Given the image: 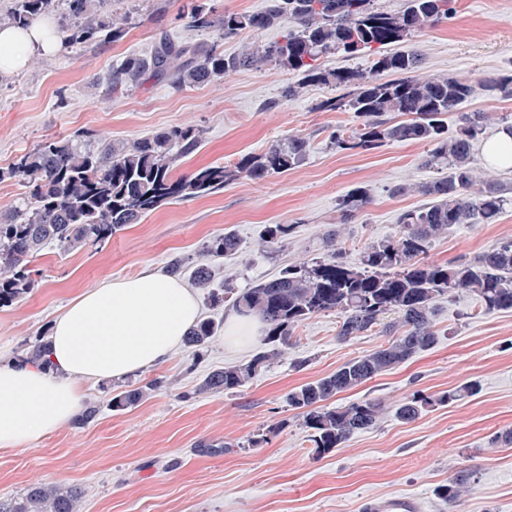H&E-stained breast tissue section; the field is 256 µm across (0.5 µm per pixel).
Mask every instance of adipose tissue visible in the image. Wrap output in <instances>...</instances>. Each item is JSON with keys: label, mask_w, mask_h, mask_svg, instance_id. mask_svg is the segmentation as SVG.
Here are the masks:
<instances>
[{"label": "adipose tissue", "mask_w": 512, "mask_h": 512, "mask_svg": "<svg viewBox=\"0 0 512 512\" xmlns=\"http://www.w3.org/2000/svg\"><path fill=\"white\" fill-rule=\"evenodd\" d=\"M59 26L39 20L0 26V75L25 70L31 55L54 54ZM202 316L178 276L147 267L85 290L56 317L48 366L0 347V449H24L74 419L91 388L123 381L168 360Z\"/></svg>", "instance_id": "obj_1"}]
</instances>
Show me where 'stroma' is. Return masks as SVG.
Segmentation results:
<instances>
[{
    "label": "stroma",
    "mask_w": 512,
    "mask_h": 512,
    "mask_svg": "<svg viewBox=\"0 0 512 512\" xmlns=\"http://www.w3.org/2000/svg\"><path fill=\"white\" fill-rule=\"evenodd\" d=\"M188 2L113 0L105 18L122 22V40L63 46L53 56H33L19 75L1 76L0 168L44 140H65L79 131L131 141L175 125L203 133L200 149L178 162L179 175L262 153L291 135L309 140L307 157L282 174L243 176L210 195L170 202L104 243L40 253L32 263L37 275L31 293L0 308V345L15 355H27L83 290L147 266L164 269L175 255L195 268L207 262L204 242L226 230L237 234L238 252L207 263L217 281L235 288L321 256L322 235L336 225L347 252L357 256L394 235L399 213L423 201L414 193L392 195V188L436 176L422 164L426 147L420 143H390L363 153L337 150L329 135L351 125V113L319 110L332 94L326 86L285 96L296 76L272 65L196 87L149 80L112 94L108 74L127 54L149 53L162 36L209 41V34L184 27L181 13ZM409 45L422 58L420 76H466L475 83L462 109L488 113V133L512 122V100L490 97L479 86L512 68V0H460L453 19L427 28ZM359 186L369 190L371 202L354 223L340 224L338 200ZM266 224L293 225L284 247L262 249ZM505 239H512V207L499 223L465 226L435 240L428 256L458 262ZM338 325L333 312L307 320L292 345L237 392L197 391L208 372L250 359L259 349L255 343L231 348L220 335L201 353L179 348L167 362L130 378L133 386L155 378L163 385L126 409L110 404L121 384L98 385L88 397L100 407L91 424L70 422L30 449L0 450V496L62 482L84 489L81 512H364L368 503L404 495L418 497L423 512H512V447L491 445L494 434L512 429V311L485 312L467 293L441 301V335L430 350L342 393L340 400L391 404L418 390L436 394L471 380L479 382L480 393L408 423L386 414L373 428L319 455L287 405L288 391L384 341L377 332L340 340ZM260 434L266 440L259 444ZM202 441L222 442L226 449L197 454ZM461 473L467 483L454 507H446L434 490Z\"/></svg>",
    "instance_id": "stroma-1"
}]
</instances>
